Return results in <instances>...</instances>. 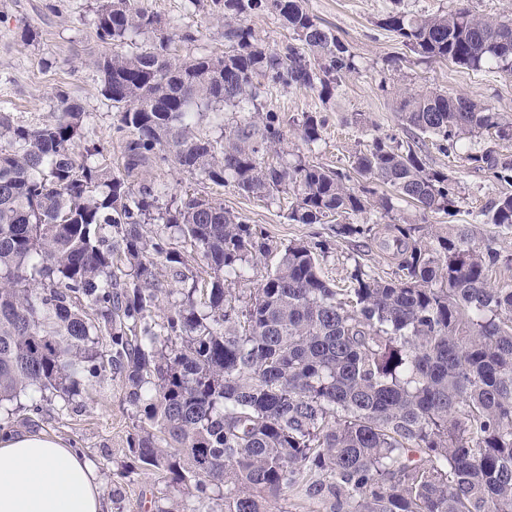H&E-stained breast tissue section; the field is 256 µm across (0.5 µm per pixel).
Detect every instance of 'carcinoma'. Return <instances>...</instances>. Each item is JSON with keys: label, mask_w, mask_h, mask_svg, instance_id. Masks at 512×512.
Instances as JSON below:
<instances>
[{"label": "carcinoma", "mask_w": 512, "mask_h": 512, "mask_svg": "<svg viewBox=\"0 0 512 512\" xmlns=\"http://www.w3.org/2000/svg\"><path fill=\"white\" fill-rule=\"evenodd\" d=\"M190 3L222 24V53L172 57L162 19L135 0L96 10L112 53L91 65L125 133L121 172L80 147L84 112L63 92L49 121L0 113V407L22 397L39 415L108 370L120 377L135 410L125 469L181 494L156 512H275L301 478L345 512H512V285H491L501 252L475 246L472 224L423 240L419 221L452 213L456 191L417 144L373 138L353 156L356 187L288 161V131L264 102L295 87L327 103L358 72L304 0ZM258 13L291 41L263 44ZM380 25L423 58L512 74V19L395 7ZM148 32L149 47L124 51ZM396 108L444 154L486 133L512 141V118L467 96L406 90ZM207 119L221 137L202 132ZM322 129L305 112L291 132L312 145ZM467 160L512 183V162ZM161 165L245 196L291 190L297 224L387 216L396 276L358 267L338 288L321 271L324 244L275 246L213 197L141 181ZM484 216L512 227V194ZM273 252L259 287H236L249 259Z\"/></svg>", "instance_id": "cac0c4a2"}]
</instances>
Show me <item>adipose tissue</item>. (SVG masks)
Segmentation results:
<instances>
[{
  "mask_svg": "<svg viewBox=\"0 0 512 512\" xmlns=\"http://www.w3.org/2000/svg\"><path fill=\"white\" fill-rule=\"evenodd\" d=\"M91 462L59 439L0 431V512H104Z\"/></svg>",
  "mask_w": 512,
  "mask_h": 512,
  "instance_id": "1",
  "label": "adipose tissue"
}]
</instances>
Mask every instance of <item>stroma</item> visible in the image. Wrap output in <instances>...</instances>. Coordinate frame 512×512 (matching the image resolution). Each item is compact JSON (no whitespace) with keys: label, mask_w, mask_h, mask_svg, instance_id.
<instances>
[{"label":"stroma","mask_w":512,"mask_h":512,"mask_svg":"<svg viewBox=\"0 0 512 512\" xmlns=\"http://www.w3.org/2000/svg\"><path fill=\"white\" fill-rule=\"evenodd\" d=\"M137 5L177 30L194 31L195 42L173 39V53L185 57L223 51L221 25L195 11L188 0H137ZM96 6V0H0V112L26 123H42L52 117L56 94L67 92L86 112L83 144L103 147L105 162L118 170L123 164L122 136L116 130L112 103L102 94L100 79L89 64L90 59L109 49L96 34ZM391 6V0H306L309 12L355 55L360 72L346 78L335 98L326 103L316 92L299 88L279 91L268 100V108L278 112L285 128H293L305 112L318 113L324 121L317 144L309 146L292 139V156L348 173L354 153L372 137L411 140L412 132L400 121L391 94L397 87H437L512 116V74L491 68L475 72L450 61L419 57L397 33L381 27L380 19ZM401 6L414 14L461 7L476 15L512 18V0H402ZM26 29L31 30L32 40L23 39ZM488 148L512 159V142L488 136L464 140L449 155L437 149L433 138H423L422 152L428 164L447 172L457 188L454 215L432 213L427 221L433 225H476L478 244L494 243L506 258L493 272L492 284L512 285V230L486 223L483 216L486 206L512 188L474 169L466 159L470 152ZM142 178L148 183L167 184L176 197L188 191L222 199L225 209L242 216L274 243L325 241L321 267L336 284L347 283L357 264L379 274L389 269L378 243L338 236L332 222H289L286 198L242 196L232 188L216 187L170 166L147 168ZM25 416V411L14 412V432H40L86 454L100 479L106 512H154L157 497L166 495V488L156 483L154 475L123 471L129 456L133 411L118 378L103 377L82 395L76 407L62 409L56 398L42 417L29 422Z\"/></svg>","instance_id":"obj_1"}]
</instances>
